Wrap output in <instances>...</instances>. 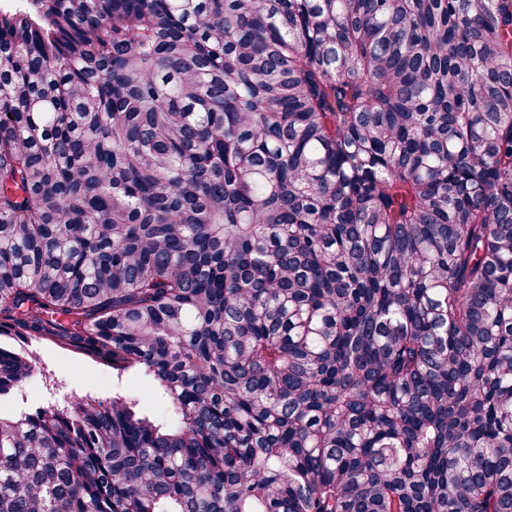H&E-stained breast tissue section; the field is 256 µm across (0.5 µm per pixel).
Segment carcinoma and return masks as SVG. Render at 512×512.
Wrapping results in <instances>:
<instances>
[{
	"label": "carcinoma",
	"instance_id": "carcinoma-1",
	"mask_svg": "<svg viewBox=\"0 0 512 512\" xmlns=\"http://www.w3.org/2000/svg\"><path fill=\"white\" fill-rule=\"evenodd\" d=\"M0 512H512V0L0 8ZM31 350L36 357L34 372L40 385L30 386L26 380L2 397L3 416L18 411L19 405L34 409L63 396L108 401L113 390L139 397L154 415L166 414L167 402L155 394L142 374L129 372L117 376L112 367L100 364L91 355L75 353L49 341L33 343Z\"/></svg>",
	"mask_w": 512,
	"mask_h": 512
}]
</instances>
